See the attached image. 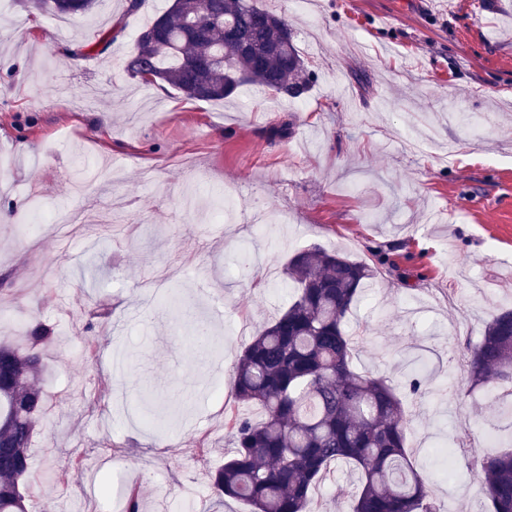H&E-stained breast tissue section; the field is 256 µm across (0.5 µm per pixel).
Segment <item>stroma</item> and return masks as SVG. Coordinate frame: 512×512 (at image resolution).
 Here are the masks:
<instances>
[{
  "mask_svg": "<svg viewBox=\"0 0 512 512\" xmlns=\"http://www.w3.org/2000/svg\"><path fill=\"white\" fill-rule=\"evenodd\" d=\"M259 2L293 29L310 72L299 98L246 85L202 102L132 78L135 39L169 0L133 13L97 0L65 31L31 0H0V337L22 342L38 319L56 334L30 504L122 512L134 485L144 512H250L217 504L208 479L230 447L233 369L287 305L289 257L319 245L388 256L347 318L355 365L399 383L403 358L426 362L427 393L404 401L407 447L442 512H487L473 454L507 422L463 363L512 308V0ZM284 122L290 134L271 136ZM35 192L129 221L26 239L10 213ZM257 206L272 223L248 224ZM91 320L106 329L93 356ZM145 391L169 408L165 431L144 423ZM464 431L470 448L446 457ZM357 488L335 466L314 499L351 512Z\"/></svg>",
  "mask_w": 512,
  "mask_h": 512,
  "instance_id": "obj_1",
  "label": "stroma"
}]
</instances>
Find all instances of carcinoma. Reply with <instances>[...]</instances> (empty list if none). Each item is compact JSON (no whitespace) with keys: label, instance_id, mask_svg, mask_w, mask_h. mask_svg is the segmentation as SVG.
<instances>
[{"label":"carcinoma","instance_id":"carcinoma-1","mask_svg":"<svg viewBox=\"0 0 512 512\" xmlns=\"http://www.w3.org/2000/svg\"><path fill=\"white\" fill-rule=\"evenodd\" d=\"M47 13L75 22L96 0H35ZM254 0H172L148 29L155 40L136 39L126 69L144 84L165 83L189 99L220 101L244 85L299 98L307 92L303 59L286 19ZM243 31L261 51L228 52L227 34ZM288 306L258 330L233 371L234 402L241 411L226 426L230 455L211 473L221 498L241 499L251 512H311L317 484L331 466L348 463L359 475L351 512H440L431 475L406 449L411 419L392 381L353 364L346 317L357 306L377 267L338 251L311 247L286 267ZM53 329L36 322L25 343L0 342V512H29L21 486L32 466L31 441L45 406L36 385L43 348ZM470 387H487L508 408L512 401V309L486 323L469 350ZM148 424L168 415L146 406ZM489 512H512V449L474 458L472 469Z\"/></svg>","mask_w":512,"mask_h":512}]
</instances>
